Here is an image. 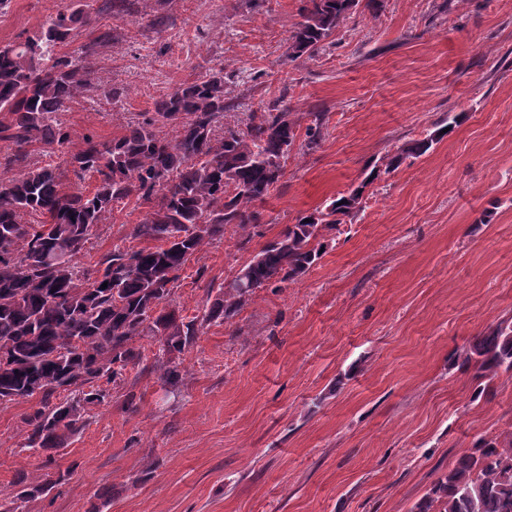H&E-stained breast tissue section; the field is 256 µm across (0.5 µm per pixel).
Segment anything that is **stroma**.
Returning <instances> with one entry per match:
<instances>
[{
  "label": "stroma",
  "mask_w": 512,
  "mask_h": 512,
  "mask_svg": "<svg viewBox=\"0 0 512 512\" xmlns=\"http://www.w3.org/2000/svg\"><path fill=\"white\" fill-rule=\"evenodd\" d=\"M70 0H0V44L35 36ZM300 0H137L93 19L117 38L98 57L94 98L61 114L72 147L120 136L185 80L223 71L224 121L281 96L300 126L325 115L314 150L293 146L261 228L204 240L173 296L201 314L284 225L357 185L367 162L462 119L425 155L382 175L322 258L205 326L167 394L129 372L55 463L25 449L33 398L0 405V497L16 473L50 495L22 512H411L481 438L512 428V374L477 380L461 358L512 317V0H385L343 20L326 51L288 57ZM165 13L163 32L150 25ZM121 97L112 100L111 88ZM115 205L77 264L93 272L146 215Z\"/></svg>",
  "instance_id": "35a3bbf8"
}]
</instances>
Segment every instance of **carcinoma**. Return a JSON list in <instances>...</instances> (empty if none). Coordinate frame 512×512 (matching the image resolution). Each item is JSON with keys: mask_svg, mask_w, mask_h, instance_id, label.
Returning a JSON list of instances; mask_svg holds the SVG:
<instances>
[{"mask_svg": "<svg viewBox=\"0 0 512 512\" xmlns=\"http://www.w3.org/2000/svg\"><path fill=\"white\" fill-rule=\"evenodd\" d=\"M133 6V0H72L34 37L0 46V143L11 150L0 167H28L19 179L0 178V405L40 396L26 417V447L49 457L84 430L88 410L105 403L107 386L123 384L129 371L156 369L163 387L178 388V360L204 326L235 316L256 290L306 274L321 259L327 234L362 209L381 173L426 154L442 137L437 132L405 144L386 156L383 170L367 164L357 186L285 225L230 281L208 286L202 315L187 320L172 299L181 271L204 239L221 240L231 227L262 223L261 212L246 204L263 201L283 177L297 121L282 96L249 112L242 126H224L219 70L176 86L123 135L86 136L81 147L68 150L71 135L58 114L93 89L94 61L112 41V30H98L72 54L59 47L90 25L91 14L116 17ZM360 6L378 11L384 0H302L288 57L315 56ZM307 116L304 147L312 150L322 138L325 113ZM160 123L178 128L175 140L159 134ZM36 144L64 153L77 180L94 177V191L67 187L49 165L28 166ZM132 197L150 205L130 232L146 246H116L101 257L94 276L79 273L74 260L92 230L114 204ZM27 213L45 220L25 224ZM144 338L158 346L152 364L138 344ZM462 364L480 378L512 373V318L476 337ZM60 390L77 393V400L53 402ZM69 474L60 471L38 485L16 474L20 490L0 500V512H19V503L49 495ZM412 512H512V431L479 439Z\"/></svg>", "mask_w": 512, "mask_h": 512, "instance_id": "cac0c4a2", "label": "carcinoma"}]
</instances>
